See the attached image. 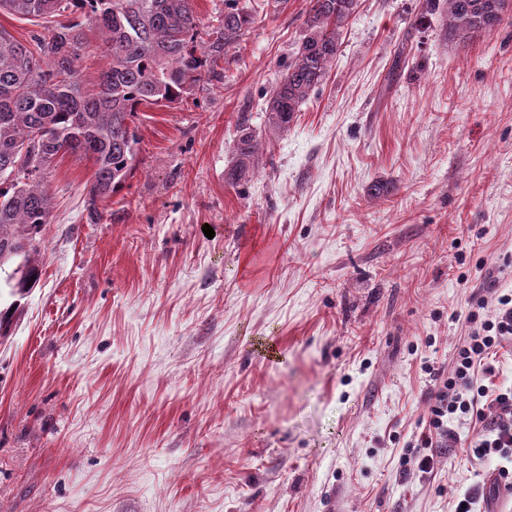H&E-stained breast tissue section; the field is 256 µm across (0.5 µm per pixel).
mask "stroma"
<instances>
[{
  "label": "stroma",
  "instance_id": "1",
  "mask_svg": "<svg viewBox=\"0 0 512 512\" xmlns=\"http://www.w3.org/2000/svg\"><path fill=\"white\" fill-rule=\"evenodd\" d=\"M307 8L258 9L222 79L140 107L100 223L91 162L51 169L40 277L0 294V512H453L495 471L410 447L471 299L512 288V15L461 45L428 0H359L269 135ZM262 140L251 128H243L242 134L234 145V164L225 170L224 181L229 186L236 187L252 172L258 164V154Z\"/></svg>",
  "mask_w": 512,
  "mask_h": 512
}]
</instances>
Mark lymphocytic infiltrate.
Returning <instances> with one entry per match:
<instances>
[{
	"instance_id": "obj_1",
	"label": "lymphocytic infiltrate",
	"mask_w": 512,
	"mask_h": 512,
	"mask_svg": "<svg viewBox=\"0 0 512 512\" xmlns=\"http://www.w3.org/2000/svg\"><path fill=\"white\" fill-rule=\"evenodd\" d=\"M475 304L467 314L469 335L458 347L450 373L428 391V426L415 446V462L420 472H430L439 449L461 442L450 420L469 418L479 426L467 447L469 458L502 459L498 476L505 479L512 475V387L490 384L495 368L488 358L512 342V289H494L490 299L479 298Z\"/></svg>"
}]
</instances>
